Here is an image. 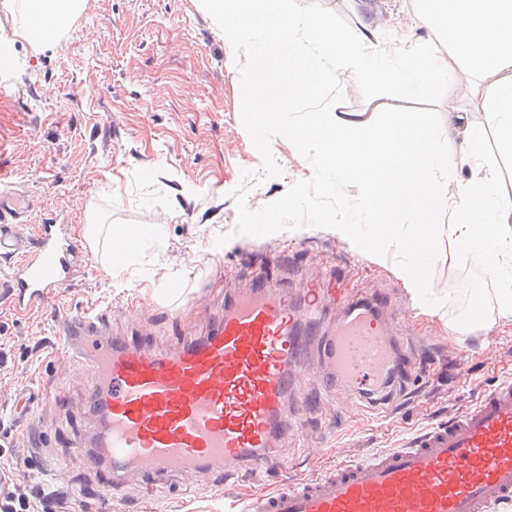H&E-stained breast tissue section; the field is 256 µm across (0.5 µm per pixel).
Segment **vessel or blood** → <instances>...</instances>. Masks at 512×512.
<instances>
[{"mask_svg": "<svg viewBox=\"0 0 512 512\" xmlns=\"http://www.w3.org/2000/svg\"><path fill=\"white\" fill-rule=\"evenodd\" d=\"M26 210L20 195L0 191V259L12 263L0 272V301L17 313L52 307L83 257L66 225L21 235ZM327 282L308 275L297 310L287 290L256 276L225 299L205 335L184 333L168 350L146 337L113 339L88 309L57 314L76 367L94 380L88 467L116 496L134 475L159 484L184 476L204 489L214 473L262 467L282 431L303 435L289 398L309 373L335 372L360 397L389 365L411 372L418 350L395 322L394 300L340 295ZM328 296L338 307L333 353L309 369L294 359L300 326ZM245 512H512V382L405 447L359 462L340 455L321 473L254 492Z\"/></svg>", "mask_w": 512, "mask_h": 512, "instance_id": "b4317fda", "label": "vessel or blood"}]
</instances>
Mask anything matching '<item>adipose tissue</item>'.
<instances>
[{
    "label": "adipose tissue",
    "instance_id": "1",
    "mask_svg": "<svg viewBox=\"0 0 512 512\" xmlns=\"http://www.w3.org/2000/svg\"><path fill=\"white\" fill-rule=\"evenodd\" d=\"M225 33L244 41L253 54V82L245 88L261 125L285 129L302 153H314L331 174L327 190L354 183L362 196L345 201L346 221L336 231L357 249L375 252L396 241L400 265L415 302L437 311L438 303L421 278L440 259L439 225H447L455 251L468 255L495 281L494 306L472 317L488 326L512 318V194L504 190L488 142L512 155V0H423L415 26L443 24V44L418 40L392 45L364 32L347 37L321 19L300 15L294 0H205ZM83 0H0V11L18 16L15 36L34 50L54 44ZM334 68H327V61ZM362 82L384 77L394 100L422 96L431 85H469L471 110L483 113L476 125L462 112L448 115L456 138L441 152L435 130L421 113L399 117L378 131H366L351 113L327 118L326 94L341 76ZM270 89L265 98L254 88ZM306 99L303 119L292 105ZM161 225L101 224L88 215L83 236L108 256H129L147 243L161 242Z\"/></svg>",
    "mask_w": 512,
    "mask_h": 512
}]
</instances>
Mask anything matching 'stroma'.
<instances>
[{
  "label": "stroma",
  "mask_w": 512,
  "mask_h": 512,
  "mask_svg": "<svg viewBox=\"0 0 512 512\" xmlns=\"http://www.w3.org/2000/svg\"><path fill=\"white\" fill-rule=\"evenodd\" d=\"M338 33L368 26L380 41L417 40L416 0H297ZM252 54L233 45L203 0H84L57 43L34 52L23 40L0 94V188L31 203L22 229L68 225L81 237L87 213L116 224H159L163 241L146 246L118 277L103 254L57 300L62 310L103 312L113 335L132 325L160 346L183 327L205 333L220 305L216 293L250 285L257 270L277 268L289 291L314 266L338 270L344 286L382 289L399 303L422 354L395 406L356 418L342 410L347 391L311 376L301 390L314 401L305 418L307 444L287 435L265 464L219 474L209 491L178 480L165 496L149 497L131 479L120 498L86 466L78 451L92 424V382L64 361L55 321L42 311L18 314L0 303V473L50 493L67 492V512H242L246 495L328 465L325 448L361 456L394 448L421 428L448 418L512 376V319L461 332L473 296L495 301V283L448 243L439 228L442 260L427 276L438 312L418 307L399 270L396 244L369 254L336 233L354 184L326 192L316 156L298 154L280 127L259 129L243 90ZM393 92L380 79H340L329 111L355 113L368 128L388 124L379 105ZM427 113L448 142L449 113H467L468 85L431 87L411 106ZM178 292H171L172 284ZM464 353L465 372L453 363ZM43 393L31 424L14 421L17 400Z\"/></svg>",
  "instance_id": "stroma-1"
}]
</instances>
